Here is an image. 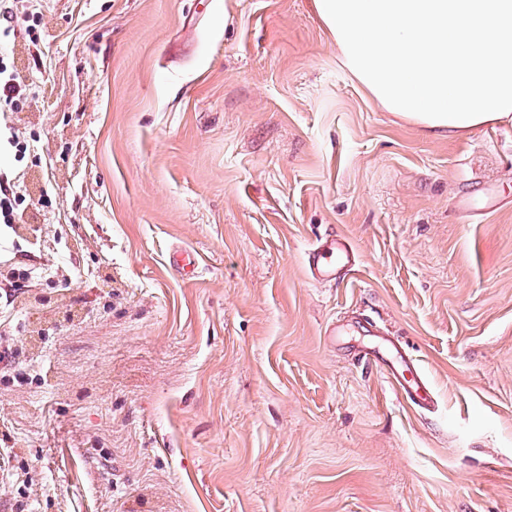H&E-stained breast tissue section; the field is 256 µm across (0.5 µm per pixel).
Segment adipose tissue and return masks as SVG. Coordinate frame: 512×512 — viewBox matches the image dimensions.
I'll return each mask as SVG.
<instances>
[{
  "instance_id": "obj_1",
  "label": "adipose tissue",
  "mask_w": 512,
  "mask_h": 512,
  "mask_svg": "<svg viewBox=\"0 0 512 512\" xmlns=\"http://www.w3.org/2000/svg\"><path fill=\"white\" fill-rule=\"evenodd\" d=\"M384 110L432 135L512 122V0H313Z\"/></svg>"
}]
</instances>
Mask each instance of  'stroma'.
<instances>
[{
	"instance_id": "stroma-1",
	"label": "stroma",
	"mask_w": 512,
	"mask_h": 512,
	"mask_svg": "<svg viewBox=\"0 0 512 512\" xmlns=\"http://www.w3.org/2000/svg\"><path fill=\"white\" fill-rule=\"evenodd\" d=\"M30 5L0 113L28 187L0 223V512H512V122L383 110L311 0ZM332 232L359 257L336 285L306 271ZM360 318L435 410L359 361ZM2 66H0V105L9 104L13 99L19 95L21 91V82L19 77L14 73V70L8 69L4 65L2 59Z\"/></svg>"
}]
</instances>
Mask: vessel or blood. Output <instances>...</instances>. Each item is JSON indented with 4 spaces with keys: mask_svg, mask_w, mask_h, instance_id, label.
I'll use <instances>...</instances> for the list:
<instances>
[{
    "mask_svg": "<svg viewBox=\"0 0 512 512\" xmlns=\"http://www.w3.org/2000/svg\"><path fill=\"white\" fill-rule=\"evenodd\" d=\"M356 264V253L347 239L340 235H328L315 242L307 252L306 269L319 280H340ZM391 356H384L374 347H363L359 357L375 366L392 379L397 393L414 406L424 408L433 401V389L420 371L414 359L398 342H391Z\"/></svg>",
    "mask_w": 512,
    "mask_h": 512,
    "instance_id": "1",
    "label": "vessel or blood"
}]
</instances>
